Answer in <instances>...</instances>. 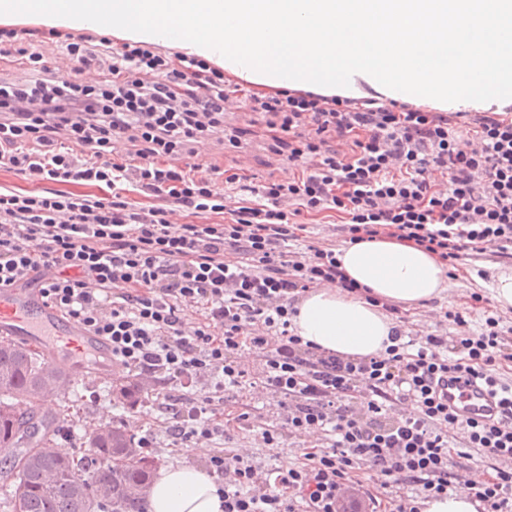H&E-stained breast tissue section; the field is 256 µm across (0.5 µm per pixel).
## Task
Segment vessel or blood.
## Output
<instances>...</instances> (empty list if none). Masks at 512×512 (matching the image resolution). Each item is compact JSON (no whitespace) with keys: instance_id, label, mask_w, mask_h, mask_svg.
<instances>
[{"instance_id":"obj_1","label":"vessel or blood","mask_w":512,"mask_h":512,"mask_svg":"<svg viewBox=\"0 0 512 512\" xmlns=\"http://www.w3.org/2000/svg\"><path fill=\"white\" fill-rule=\"evenodd\" d=\"M0 336L37 346L47 362L62 374V387L86 379L90 371L106 373L112 366V349L46 305L37 290H0ZM443 393L448 409L462 419L498 420L501 398L482 380L449 376Z\"/></svg>"}]
</instances>
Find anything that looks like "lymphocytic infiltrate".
<instances>
[{
  "instance_id": "obj_1",
  "label": "lymphocytic infiltrate",
  "mask_w": 512,
  "mask_h": 512,
  "mask_svg": "<svg viewBox=\"0 0 512 512\" xmlns=\"http://www.w3.org/2000/svg\"><path fill=\"white\" fill-rule=\"evenodd\" d=\"M56 30L0 29V59L25 74L0 77V166L33 182H84L109 197L51 191L0 192V289L39 287L44 301L110 342L118 367L140 379L188 389L171 421L140 425L149 451L158 435L173 446L202 444L246 427L249 413L225 405L227 390L262 385L276 397L281 427L317 435L300 464L258 468L248 453L208 461L223 479L224 512H420L419 500L448 495L451 456L491 470L473 484L485 512H512V384L496 369L512 361V328L487 317L480 333L452 319L457 336H405L373 356L325 351L294 333L300 294L328 283L349 293L332 247L290 249L297 217L327 212L346 243L396 239L456 265L461 257L512 259V117L477 112L457 141L458 115L397 102L344 100L310 92L260 95L227 83L205 60L111 40L107 63L92 38L65 41L74 76L55 72L34 47ZM256 114L271 159L291 180L194 162L195 145L220 133L243 146L229 112ZM126 141L123 156L114 145ZM132 183L157 205L140 207L116 187ZM239 192L234 209L225 190ZM189 220L177 225L173 217ZM199 324L184 330L187 313ZM260 358L252 375L242 349ZM483 380L503 394L496 423L459 421L438 387L449 374ZM369 466L375 496L364 497Z\"/></svg>"
}]
</instances>
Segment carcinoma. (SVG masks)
<instances>
[{
	"instance_id": "carcinoma-1",
	"label": "carcinoma",
	"mask_w": 512,
	"mask_h": 512,
	"mask_svg": "<svg viewBox=\"0 0 512 512\" xmlns=\"http://www.w3.org/2000/svg\"><path fill=\"white\" fill-rule=\"evenodd\" d=\"M57 380L36 350L0 343V512H146L140 489L155 460L124 428L89 433L79 455L57 445L61 418L17 409L20 401L36 406ZM142 392V382L131 380L116 395L133 405Z\"/></svg>"
}]
</instances>
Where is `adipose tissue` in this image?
<instances>
[{"label":"adipose tissue","mask_w":512,"mask_h":512,"mask_svg":"<svg viewBox=\"0 0 512 512\" xmlns=\"http://www.w3.org/2000/svg\"><path fill=\"white\" fill-rule=\"evenodd\" d=\"M71 31L208 60L244 82L439 112L512 106V0H0V21ZM367 295L312 290L293 318L304 341L341 355L385 350L393 320L376 299L415 306L452 293L439 259L392 239L338 255ZM148 512H224L219 485L188 466L160 470Z\"/></svg>","instance_id":"ef3b65f1"}]
</instances>
